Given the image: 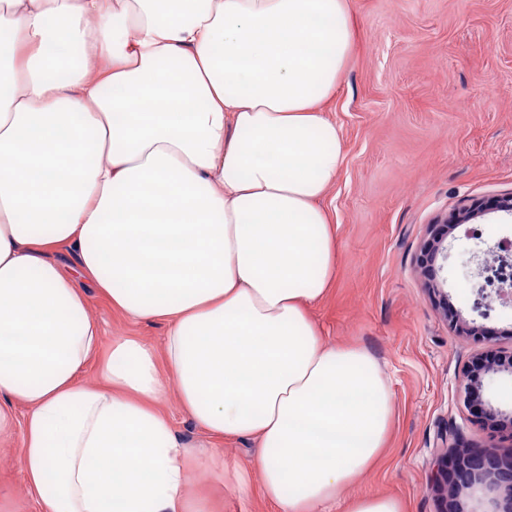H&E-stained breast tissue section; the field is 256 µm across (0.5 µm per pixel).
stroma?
<instances>
[{
  "label": "stroma",
  "instance_id": "obj_1",
  "mask_svg": "<svg viewBox=\"0 0 512 512\" xmlns=\"http://www.w3.org/2000/svg\"><path fill=\"white\" fill-rule=\"evenodd\" d=\"M355 48L326 109L342 130V165L323 205L337 227L336 280L311 315L326 342L357 343L380 360L395 412L386 446L353 486L399 499L405 512H470L471 490L436 479V446L498 445L464 401L463 370L482 326L512 348V305L474 311L471 251L512 236V215L491 212L455 229L443 270L448 309L429 300L414 268L427 226L463 200L512 192V0H349ZM102 343L134 336L161 346L159 322H135L86 290ZM213 448L227 471L190 466L188 482L220 512H278L253 463L257 440ZM248 479L240 489L237 475ZM0 512H38L16 451H0Z\"/></svg>",
  "mask_w": 512,
  "mask_h": 512
}]
</instances>
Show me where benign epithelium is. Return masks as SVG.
Listing matches in <instances>:
<instances>
[{
    "instance_id": "7a95c632",
    "label": "benign epithelium",
    "mask_w": 512,
    "mask_h": 512,
    "mask_svg": "<svg viewBox=\"0 0 512 512\" xmlns=\"http://www.w3.org/2000/svg\"><path fill=\"white\" fill-rule=\"evenodd\" d=\"M490 211L512 214V193L483 206L478 202L462 203L455 211L437 218L430 225L429 237L415 257V265L423 287L433 302L448 314V292L440 272L448 259V234ZM499 374L512 376V350L483 351L473 357L466 371L465 402L476 408L480 418L490 423L508 420L512 426V411L505 415L482 402L484 382ZM437 455L441 470L452 471V481L459 489L484 488L489 494L490 508L486 512H512V452L501 448H466L448 457V435H440Z\"/></svg>"
}]
</instances>
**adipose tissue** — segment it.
<instances>
[{
	"label": "adipose tissue",
	"instance_id": "ef3b65f1",
	"mask_svg": "<svg viewBox=\"0 0 512 512\" xmlns=\"http://www.w3.org/2000/svg\"><path fill=\"white\" fill-rule=\"evenodd\" d=\"M354 36L348 0H0V438L24 405L41 512H216L172 391L207 436L260 441L279 512H404L349 492L386 444L391 383L310 314L336 275L326 105ZM82 279L163 322L161 347L103 349ZM166 408L173 419L174 428L179 435L190 442L207 441V436L197 430L187 417L181 414L174 392L170 394Z\"/></svg>",
	"mask_w": 512,
	"mask_h": 512
}]
</instances>
